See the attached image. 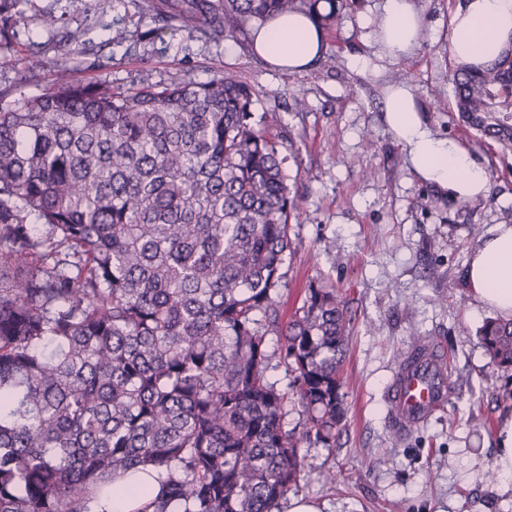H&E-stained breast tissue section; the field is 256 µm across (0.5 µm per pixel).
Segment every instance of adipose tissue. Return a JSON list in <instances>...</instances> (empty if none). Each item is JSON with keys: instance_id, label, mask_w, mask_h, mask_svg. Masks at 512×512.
I'll return each instance as SVG.
<instances>
[{"instance_id": "ef3b65f1", "label": "adipose tissue", "mask_w": 512, "mask_h": 512, "mask_svg": "<svg viewBox=\"0 0 512 512\" xmlns=\"http://www.w3.org/2000/svg\"><path fill=\"white\" fill-rule=\"evenodd\" d=\"M382 23L384 45L392 55L411 51L421 20L409 0H385ZM512 37V0H466L452 19L451 49L457 60L479 63L495 59ZM322 31L305 17H276L257 35L256 53L284 68H304L318 51ZM388 121L408 148V161L423 179L447 189L452 200L468 199L487 191L489 179L458 144L436 137L419 120L410 88L392 92ZM469 292L480 306L501 318H512V225H495L473 250L467 269ZM159 473H137L124 481V492L105 502L106 512H139L144 490L157 487Z\"/></svg>"}]
</instances>
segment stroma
Listing matches in <instances>:
<instances>
[{
  "label": "stroma",
  "instance_id": "35a3bbf8",
  "mask_svg": "<svg viewBox=\"0 0 512 512\" xmlns=\"http://www.w3.org/2000/svg\"><path fill=\"white\" fill-rule=\"evenodd\" d=\"M464 0H410L423 29L406 55L386 53L378 33L383 0H355L326 35L325 60L301 72L269 65L245 45L185 30L155 37L159 22L143 0H23L15 38L0 43V89L45 92L60 66L129 88L205 83L223 74L257 91L254 121L280 144L288 185L301 199L288 223L295 252L277 300L283 315L307 291L335 284L350 317L344 415L336 445L302 442L297 492L324 512H512V487L493 469L495 433L512 414V371L494 369L476 332L493 313L477 309L465 270L494 225H512V156L477 143L453 106L455 58L449 33ZM57 17L42 29L44 14ZM80 33L77 51L64 45ZM42 69L28 73L31 45ZM414 94L416 112L437 137L469 151L489 190L449 200L408 165L388 122V97ZM446 346L448 401L426 426L392 437L386 392L397 356L414 336Z\"/></svg>",
  "mask_w": 512,
  "mask_h": 512
}]
</instances>
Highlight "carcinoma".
Returning a JSON list of instances; mask_svg holds the SVG:
<instances>
[{
  "label": "carcinoma",
  "instance_id": "obj_1",
  "mask_svg": "<svg viewBox=\"0 0 512 512\" xmlns=\"http://www.w3.org/2000/svg\"><path fill=\"white\" fill-rule=\"evenodd\" d=\"M348 2L148 8L157 37L252 41L283 14L336 27ZM20 3L0 0V42ZM453 101L512 155V37L490 63H456ZM255 103L230 75L115 89L61 68L48 92L0 90V512H99L147 468L164 477L141 512H275L301 441L335 443L350 319L318 286L282 324L297 196ZM478 339L512 369V319ZM275 355L286 391L267 378Z\"/></svg>",
  "mask_w": 512,
  "mask_h": 512
}]
</instances>
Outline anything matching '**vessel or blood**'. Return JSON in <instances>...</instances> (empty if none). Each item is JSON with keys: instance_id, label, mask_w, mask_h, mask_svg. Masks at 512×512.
<instances>
[{"instance_id": "b4317fda", "label": "vessel or blood", "mask_w": 512, "mask_h": 512, "mask_svg": "<svg viewBox=\"0 0 512 512\" xmlns=\"http://www.w3.org/2000/svg\"><path fill=\"white\" fill-rule=\"evenodd\" d=\"M448 356L437 343L411 346L399 360L387 391L394 430L424 426L448 401Z\"/></svg>"}]
</instances>
